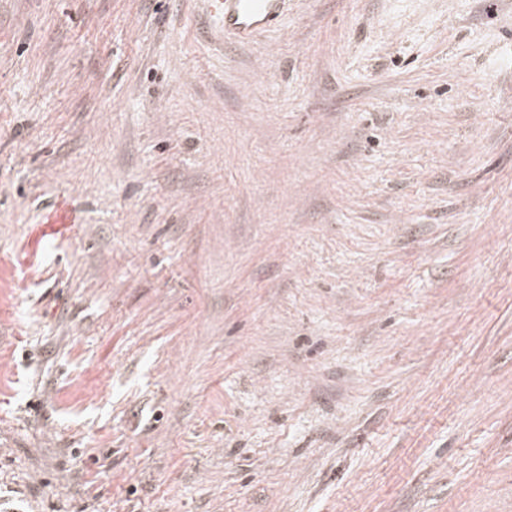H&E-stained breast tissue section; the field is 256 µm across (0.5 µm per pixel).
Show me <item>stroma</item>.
I'll return each instance as SVG.
<instances>
[{
	"instance_id": "1",
	"label": "stroma",
	"mask_w": 512,
	"mask_h": 512,
	"mask_svg": "<svg viewBox=\"0 0 512 512\" xmlns=\"http://www.w3.org/2000/svg\"><path fill=\"white\" fill-rule=\"evenodd\" d=\"M496 4L0 0V512H512ZM205 22L221 32L248 42L274 27L288 8V0H203Z\"/></svg>"
}]
</instances>
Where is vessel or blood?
Returning a JSON list of instances; mask_svg holds the SVG:
<instances>
[{
	"label": "vessel or blood",
	"instance_id": "vessel-or-blood-1",
	"mask_svg": "<svg viewBox=\"0 0 512 512\" xmlns=\"http://www.w3.org/2000/svg\"><path fill=\"white\" fill-rule=\"evenodd\" d=\"M208 26L246 42L274 27L288 8V0H204Z\"/></svg>",
	"mask_w": 512,
	"mask_h": 512
}]
</instances>
